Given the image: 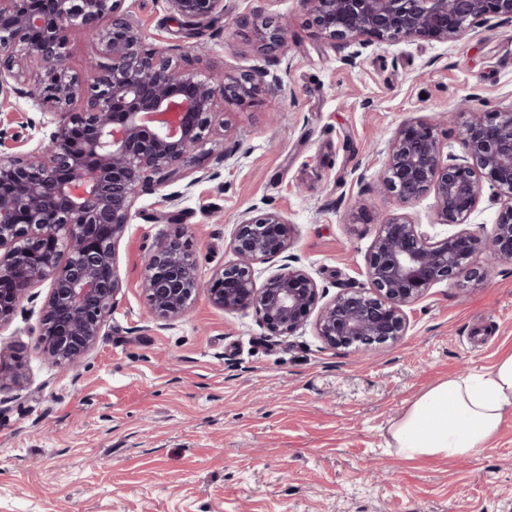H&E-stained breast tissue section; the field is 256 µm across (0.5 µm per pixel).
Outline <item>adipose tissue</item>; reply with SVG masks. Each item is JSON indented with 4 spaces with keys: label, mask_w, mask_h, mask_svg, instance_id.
I'll use <instances>...</instances> for the list:
<instances>
[{
    "label": "adipose tissue",
    "mask_w": 512,
    "mask_h": 512,
    "mask_svg": "<svg viewBox=\"0 0 512 512\" xmlns=\"http://www.w3.org/2000/svg\"><path fill=\"white\" fill-rule=\"evenodd\" d=\"M512 414V353L487 371L451 375L419 394L389 426L391 446L406 458L476 456Z\"/></svg>",
    "instance_id": "adipose-tissue-1"
}]
</instances>
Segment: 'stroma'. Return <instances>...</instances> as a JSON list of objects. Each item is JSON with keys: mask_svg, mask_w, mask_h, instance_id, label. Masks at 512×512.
I'll use <instances>...</instances> for the list:
<instances>
[{"mask_svg": "<svg viewBox=\"0 0 512 512\" xmlns=\"http://www.w3.org/2000/svg\"><path fill=\"white\" fill-rule=\"evenodd\" d=\"M145 48L232 82L263 69L288 95L276 107L217 100L201 169L138 190L117 245L122 288L96 347L62 370L37 348L48 285L20 300L0 351L27 379L0 389V512H512V416L485 452L406 460L388 427L423 390L512 351V262L486 280L434 285L407 308L404 336L367 353L326 348L313 325L273 336L254 310L224 312L207 291L234 261L237 224L280 212L296 256L331 299L366 282V259L393 213L436 221L427 193L407 204L375 188L388 140L407 119L439 120L461 153L475 112L512 108V21L464 41L371 42L355 60L321 38L300 0H224L182 28L166 0H123ZM287 28L261 50L249 20ZM26 83L0 95V127L29 152L54 131ZM231 149L225 164L215 152ZM183 197L167 203L165 194ZM182 235L204 285L188 315L160 326L142 288L157 240Z\"/></svg>", "mask_w": 512, "mask_h": 512, "instance_id": "stroma-1", "label": "stroma"}]
</instances>
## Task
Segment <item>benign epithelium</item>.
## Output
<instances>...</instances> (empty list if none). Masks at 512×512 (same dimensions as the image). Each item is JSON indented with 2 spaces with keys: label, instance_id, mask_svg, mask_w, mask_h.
Returning a JSON list of instances; mask_svg holds the SVG:
<instances>
[{
  "label": "benign epithelium",
  "instance_id": "benign-epithelium-1",
  "mask_svg": "<svg viewBox=\"0 0 512 512\" xmlns=\"http://www.w3.org/2000/svg\"><path fill=\"white\" fill-rule=\"evenodd\" d=\"M121 0H0V93L29 67L45 72L27 91L58 119L49 141L23 154L0 152V326L27 292L50 282L39 347L57 366H75L98 343L121 290L116 245L136 191L192 158L212 132L217 94L241 106L260 99L266 72L232 83L180 67L175 57L144 48L138 24ZM178 21L195 29L224 0H167ZM324 39L344 46L430 38L460 42L492 17L512 20V0H301ZM261 48L284 44L288 32L252 20ZM95 41L108 63L91 75L68 63L69 32ZM463 155L444 156L434 122L416 117L388 142L380 189L402 203L427 192L437 223L455 231L435 239L406 214L380 224L367 258L366 283L317 307L322 293L287 255L290 226L276 211L237 225L236 260L214 274L210 299L226 312L254 309L273 336L292 335L310 318L330 349L363 352L396 341L406 309L437 283L485 279L494 261L512 262V109L475 112L462 138ZM496 189L500 210L479 254L468 220L482 181ZM281 264L262 284L255 265ZM157 320L186 315L202 288L182 236L159 240L142 281ZM26 378L24 364L0 362V389Z\"/></svg>",
  "mask_w": 512,
  "mask_h": 512
}]
</instances>
